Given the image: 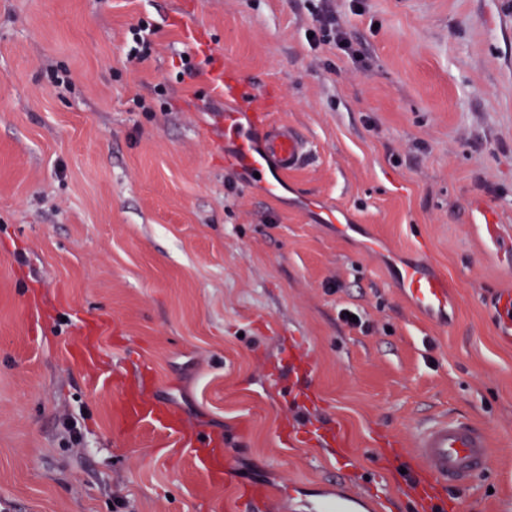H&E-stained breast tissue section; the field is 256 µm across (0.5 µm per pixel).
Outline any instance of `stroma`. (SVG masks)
Segmentation results:
<instances>
[{
  "instance_id": "stroma-1",
  "label": "stroma",
  "mask_w": 512,
  "mask_h": 512,
  "mask_svg": "<svg viewBox=\"0 0 512 512\" xmlns=\"http://www.w3.org/2000/svg\"><path fill=\"white\" fill-rule=\"evenodd\" d=\"M316 6L348 48L310 45ZM217 61L313 144L278 197L224 163ZM421 257L447 314L397 286ZM510 289L512 0H0V512H414L411 443L444 414L494 451L448 512H512ZM145 372L221 485L122 424Z\"/></svg>"
}]
</instances>
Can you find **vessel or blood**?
<instances>
[{
	"instance_id": "obj_1",
	"label": "vessel or blood",
	"mask_w": 512,
	"mask_h": 512,
	"mask_svg": "<svg viewBox=\"0 0 512 512\" xmlns=\"http://www.w3.org/2000/svg\"><path fill=\"white\" fill-rule=\"evenodd\" d=\"M209 81L215 91L228 99L247 96V89L226 76L223 65H214ZM224 142L230 145L229 159L246 175H258L269 195H276L288 173L305 166L313 155L308 139L297 129L275 119L265 102H257L249 119L239 113H224ZM398 282L414 306L438 313L448 307V280L444 275L424 273L422 263L403 266ZM120 413L127 425L150 422L167 431L182 429L180 416L160 402L142 398L135 381H125ZM413 455L418 462V503L435 499L437 512H446L442 497L449 487L472 486L493 466L488 432L459 417H438L425 424L414 437Z\"/></svg>"
}]
</instances>
